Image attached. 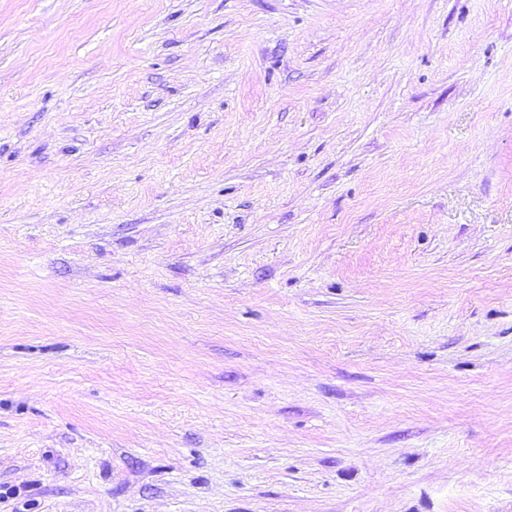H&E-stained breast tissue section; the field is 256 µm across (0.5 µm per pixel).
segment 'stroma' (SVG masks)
<instances>
[{"label":"stroma","mask_w":512,"mask_h":512,"mask_svg":"<svg viewBox=\"0 0 512 512\" xmlns=\"http://www.w3.org/2000/svg\"><path fill=\"white\" fill-rule=\"evenodd\" d=\"M0 512H512V0H0Z\"/></svg>","instance_id":"35a3bbf8"}]
</instances>
